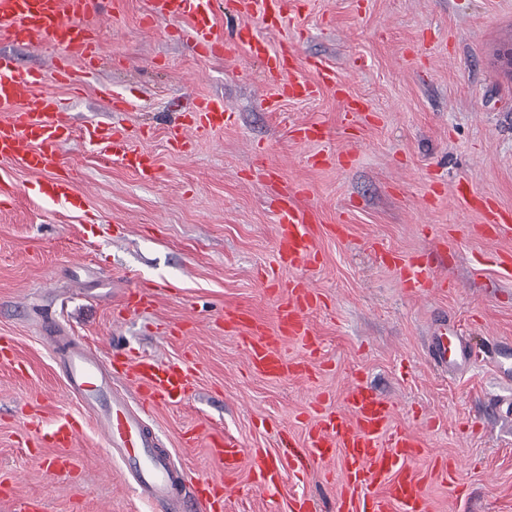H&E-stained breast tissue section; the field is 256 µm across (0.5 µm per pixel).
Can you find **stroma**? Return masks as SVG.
Wrapping results in <instances>:
<instances>
[{
    "instance_id": "35a3bbf8",
    "label": "stroma",
    "mask_w": 512,
    "mask_h": 512,
    "mask_svg": "<svg viewBox=\"0 0 512 512\" xmlns=\"http://www.w3.org/2000/svg\"><path fill=\"white\" fill-rule=\"evenodd\" d=\"M150 8L106 0L92 20L96 81L55 92L73 128L133 133L154 154L157 178L142 181L66 141L63 167L84 203L77 211L37 200L41 175L0 161V178L14 187L0 204V341L14 344L18 360L0 363V512L28 495L42 496L48 512H163L107 463L92 419L67 393L45 339L48 319L105 358L122 351L183 363L193 396L159 406L150 423L176 469L200 477H225L210 434L240 445L224 512H280L292 496L330 512L338 461L262 490L250 451L277 450L284 434L303 440L314 396L338 404L359 382L394 405V427L426 441L417 469L440 456L459 463L458 485L430 482L428 512H512V416L499 408L512 397V374L491 358L512 348V273L498 265L512 238L483 237L479 214L457 194L466 185L512 209V0H298L264 39L274 46L293 34L296 76L311 79L306 62L320 58L345 91L287 99L275 112L266 109L273 89L246 50L199 57L168 23L146 24ZM103 84L134 108L111 111ZM196 98L222 99L235 122L173 150L169 133L186 119L174 106ZM352 98L364 112L349 111ZM311 123L322 126L320 141L294 138ZM260 157L305 187L299 204L322 223L317 267L280 272L307 278L321 298L309 314L320 354L306 375L252 373L239 338L223 329L228 306L274 320L261 272L274 265L277 214ZM387 248L424 255L444 289L407 292L379 258ZM139 284L153 286L155 306L114 320L121 290ZM184 322L191 330L176 334ZM442 323L449 336L471 338L476 363L455 371L435 363L431 336ZM65 415L82 423L70 474L55 470V448L36 441Z\"/></svg>"
}]
</instances>
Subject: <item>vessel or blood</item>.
Wrapping results in <instances>:
<instances>
[{"label":"vessel or blood","mask_w":512,"mask_h":512,"mask_svg":"<svg viewBox=\"0 0 512 512\" xmlns=\"http://www.w3.org/2000/svg\"><path fill=\"white\" fill-rule=\"evenodd\" d=\"M102 0H0V28L15 42L27 45L51 43L57 50L50 72L42 73L20 66L14 58L0 55V159L19 161L29 171L45 174L38 194L41 200L77 208L81 200L69 174L63 173L59 147L72 136L64 118L62 100L47 91V84L73 82V60H81L84 77H94L100 56L95 34L86 23L98 13ZM153 10L147 23L161 20L172 23L188 20L186 35L194 52L203 57L219 58L232 50L244 48L257 59L266 82L276 90L267 108L277 111L282 97L309 98L320 85L336 81L335 70L323 60L310 61L315 81L295 75L296 50L288 41L272 48L251 26H241L232 38H224L216 28L214 0H152ZM290 0H225L224 8L235 14H255L267 28L280 27ZM187 126L170 133L173 146L184 148L191 135L223 129L234 119L219 99L193 101ZM81 140L102 158L121 164L144 180L156 173L154 157L136 144L134 137L116 127L85 128ZM303 186L279 183L276 187V212L279 234L276 264L280 267H313L318 262L316 229L312 213L300 207ZM467 205L480 209L488 234L512 235V212L501 210L494 202L465 192ZM388 262L401 275L407 291L423 296L438 288L430 267L422 260H403L392 254ZM267 282L277 297L274 323H266L252 312L231 308L224 312V327L239 335L254 372L279 377L306 373L310 360L320 353V338L309 324L308 315L319 300L317 292L301 277L283 282L268 273ZM155 295L142 285L123 291L114 312L124 317L128 312L153 307ZM286 338L300 340L308 359L290 362L280 351ZM68 392L88 413L93 414L98 433L105 442L107 459L121 462L129 472L140 495L150 502L163 501L177 506V485L191 484L195 499L204 512H221L222 502L214 496L220 482L210 478H189L177 472L169 456L156 450V435L146 425L151 410L162 404H181L193 393L189 371L181 364L159 357H127L105 361L86 351L79 343L58 334H50ZM136 385L141 401L131 404L113 396L118 381ZM312 425L303 442H289L276 454L267 449H253L260 487L280 485L286 475L305 474L309 467L333 457L342 460V488L336 500V512H427V473L415 470L413 460L421 453L424 441L403 429L391 427L393 405L363 384H355L346 394L342 408L326 411L322 400H315ZM79 433L74 417L57 420L40 439L57 450V470L73 467L70 449ZM212 455L224 468L225 475H235L241 465L242 450L222 436L210 439Z\"/></svg>","instance_id":"vessel-or-blood-1"}]
</instances>
